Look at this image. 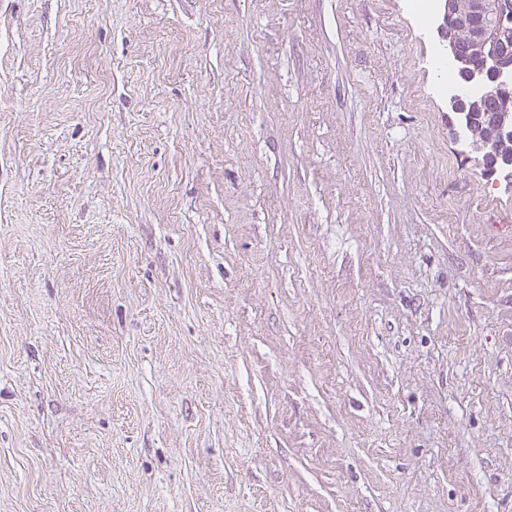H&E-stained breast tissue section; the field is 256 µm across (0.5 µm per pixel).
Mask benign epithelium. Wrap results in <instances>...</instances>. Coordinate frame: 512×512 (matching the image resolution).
Returning a JSON list of instances; mask_svg holds the SVG:
<instances>
[{
    "label": "benign epithelium",
    "instance_id": "benign-epithelium-1",
    "mask_svg": "<svg viewBox=\"0 0 512 512\" xmlns=\"http://www.w3.org/2000/svg\"><path fill=\"white\" fill-rule=\"evenodd\" d=\"M503 0H445L443 25L448 58L464 82L448 87V107L454 115L481 111L483 94L506 91L512 86V37L477 23L478 18L499 12ZM467 44L461 53L457 39ZM499 45L498 60L477 69L473 58L486 55L488 46Z\"/></svg>",
    "mask_w": 512,
    "mask_h": 512
}]
</instances>
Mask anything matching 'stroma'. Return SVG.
<instances>
[{"label":"stroma","mask_w":512,"mask_h":512,"mask_svg":"<svg viewBox=\"0 0 512 512\" xmlns=\"http://www.w3.org/2000/svg\"><path fill=\"white\" fill-rule=\"evenodd\" d=\"M433 0H0V512H512V190Z\"/></svg>","instance_id":"obj_1"}]
</instances>
